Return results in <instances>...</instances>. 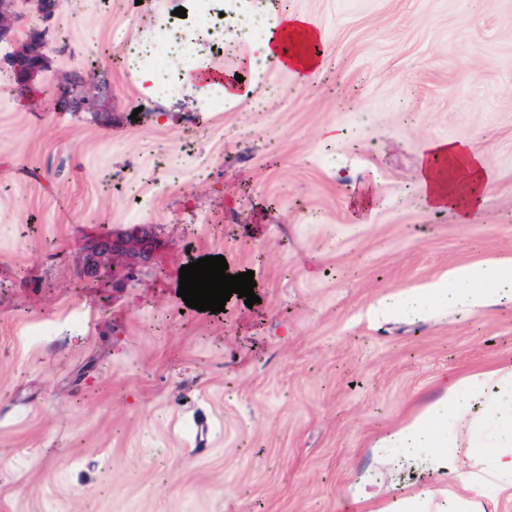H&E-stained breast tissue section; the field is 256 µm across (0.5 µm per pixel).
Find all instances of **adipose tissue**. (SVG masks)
Listing matches in <instances>:
<instances>
[{
  "label": "adipose tissue",
  "instance_id": "adipose-tissue-1",
  "mask_svg": "<svg viewBox=\"0 0 512 512\" xmlns=\"http://www.w3.org/2000/svg\"><path fill=\"white\" fill-rule=\"evenodd\" d=\"M271 35L258 45L271 61H284L298 72L318 70L317 56L289 51L280 58L279 44H306L321 38L304 17L279 14L270 20ZM448 160L462 184L472 186V200L489 174L481 156L465 142H433L423 159L418 185L431 210L442 212L457 202L455 191L436 167ZM460 309H480L512 301V264H476L449 268L438 280L410 289L409 302L424 298ZM399 449L397 459L373 455L370 467L349 485L345 498L357 512H476L474 498L487 490H512V363L470 373L444 384L417 415L374 442ZM416 470L417 485L384 484L379 471L391 467ZM462 485L468 498L447 501L448 489Z\"/></svg>",
  "mask_w": 512,
  "mask_h": 512
}]
</instances>
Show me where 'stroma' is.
<instances>
[{
	"instance_id": "35a3bbf8",
	"label": "stroma",
	"mask_w": 512,
	"mask_h": 512,
	"mask_svg": "<svg viewBox=\"0 0 512 512\" xmlns=\"http://www.w3.org/2000/svg\"><path fill=\"white\" fill-rule=\"evenodd\" d=\"M189 5L57 0L26 86L0 48V512H347L441 377L512 362V303L367 316L512 263V0H249L315 20L325 65L200 33V69L238 85L220 112L131 64ZM71 85L88 105L50 108ZM450 140L491 174L465 224L417 186ZM217 255L259 303L186 306L181 267Z\"/></svg>"
}]
</instances>
